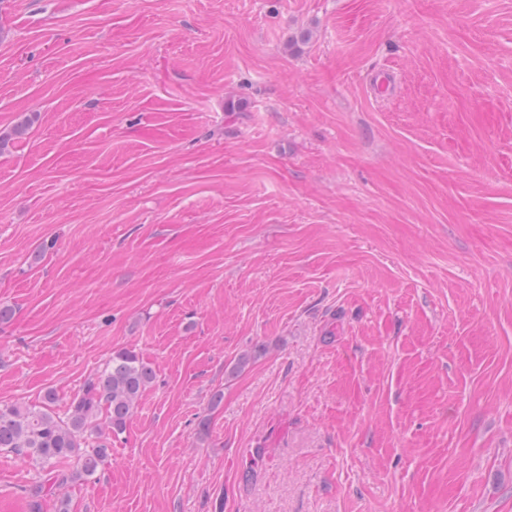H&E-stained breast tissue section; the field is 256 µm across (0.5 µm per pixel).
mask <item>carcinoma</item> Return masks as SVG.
Segmentation results:
<instances>
[{
    "mask_svg": "<svg viewBox=\"0 0 512 512\" xmlns=\"http://www.w3.org/2000/svg\"><path fill=\"white\" fill-rule=\"evenodd\" d=\"M153 380V370L143 358L122 349L69 397L61 413L54 409L56 395L51 390L38 406L0 405V451L37 465L55 485L71 478L63 469L71 463L80 474L91 476L108 455V437L123 433ZM100 419L105 432L96 436V445L88 450L85 432ZM45 489L40 481L26 490L28 512H41Z\"/></svg>",
    "mask_w": 512,
    "mask_h": 512,
    "instance_id": "cac0c4a2",
    "label": "carcinoma"
}]
</instances>
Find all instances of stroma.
<instances>
[{
  "label": "stroma",
  "instance_id": "35a3bbf8",
  "mask_svg": "<svg viewBox=\"0 0 512 512\" xmlns=\"http://www.w3.org/2000/svg\"><path fill=\"white\" fill-rule=\"evenodd\" d=\"M0 29V135L32 120L0 404L121 349L155 373L43 512H512V0H0ZM45 477L0 453V512Z\"/></svg>",
  "mask_w": 512,
  "mask_h": 512
}]
</instances>
